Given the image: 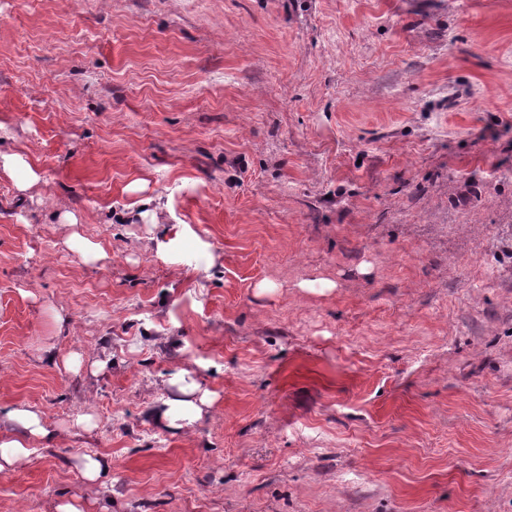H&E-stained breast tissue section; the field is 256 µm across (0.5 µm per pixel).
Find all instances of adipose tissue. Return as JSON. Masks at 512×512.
<instances>
[{
    "label": "adipose tissue",
    "mask_w": 512,
    "mask_h": 512,
    "mask_svg": "<svg viewBox=\"0 0 512 512\" xmlns=\"http://www.w3.org/2000/svg\"><path fill=\"white\" fill-rule=\"evenodd\" d=\"M49 435L37 412L15 408L0 414V471L15 468L31 455V438Z\"/></svg>",
    "instance_id": "1"
}]
</instances>
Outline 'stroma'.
Masks as SVG:
<instances>
[{
	"label": "stroma",
	"mask_w": 512,
	"mask_h": 512,
	"mask_svg": "<svg viewBox=\"0 0 512 512\" xmlns=\"http://www.w3.org/2000/svg\"><path fill=\"white\" fill-rule=\"evenodd\" d=\"M0 152V512H512V0H0ZM50 435L37 412L14 408L5 415L0 413V471L14 469L32 454L31 437L48 438Z\"/></svg>",
	"instance_id": "obj_1"
}]
</instances>
